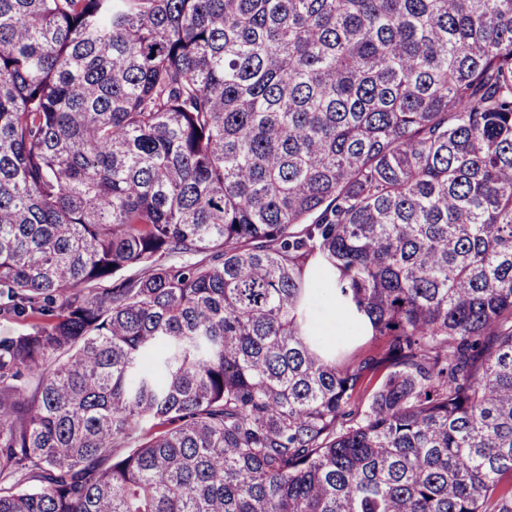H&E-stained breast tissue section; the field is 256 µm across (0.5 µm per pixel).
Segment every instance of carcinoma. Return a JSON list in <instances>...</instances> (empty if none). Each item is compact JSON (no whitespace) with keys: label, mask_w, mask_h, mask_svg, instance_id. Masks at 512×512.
I'll return each mask as SVG.
<instances>
[{"label":"carcinoma","mask_w":512,"mask_h":512,"mask_svg":"<svg viewBox=\"0 0 512 512\" xmlns=\"http://www.w3.org/2000/svg\"><path fill=\"white\" fill-rule=\"evenodd\" d=\"M0 317V512H512V0H0ZM311 317L314 323L320 327L329 324L333 328V336L336 339L346 337L348 334V326L344 319L336 313L334 304L328 299H323L311 309ZM335 330V331H334ZM351 345L347 351L348 359H357L360 356H373L380 360L383 352V342L372 340L370 336H354L350 339Z\"/></svg>","instance_id":"1"}]
</instances>
